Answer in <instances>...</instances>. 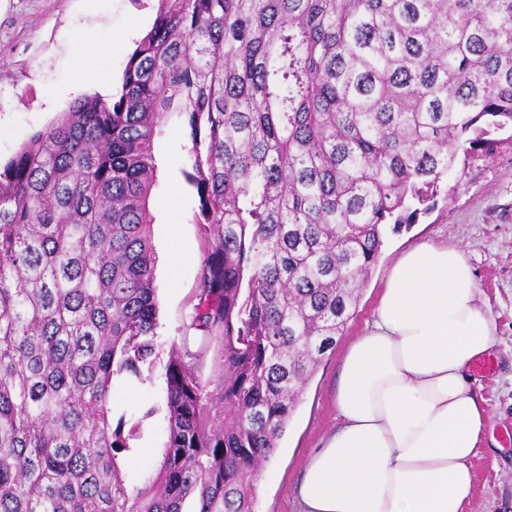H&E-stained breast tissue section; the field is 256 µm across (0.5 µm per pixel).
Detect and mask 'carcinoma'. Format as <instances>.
I'll use <instances>...</instances> for the list:
<instances>
[{
    "label": "carcinoma",
    "instance_id": "carcinoma-1",
    "mask_svg": "<svg viewBox=\"0 0 512 512\" xmlns=\"http://www.w3.org/2000/svg\"><path fill=\"white\" fill-rule=\"evenodd\" d=\"M179 112L206 242L164 367L167 441L126 483L150 378L149 199ZM512 127V0H159L121 88L76 99L0 163V512H253L302 390L458 152Z\"/></svg>",
    "mask_w": 512,
    "mask_h": 512
}]
</instances>
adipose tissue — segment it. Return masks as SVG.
<instances>
[{"label": "adipose tissue", "instance_id": "ef3b65f1", "mask_svg": "<svg viewBox=\"0 0 512 512\" xmlns=\"http://www.w3.org/2000/svg\"><path fill=\"white\" fill-rule=\"evenodd\" d=\"M495 343L463 250H405L343 356L338 425L295 487L298 512H464L487 422L469 373Z\"/></svg>", "mask_w": 512, "mask_h": 512}]
</instances>
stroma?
<instances>
[{
  "label": "stroma",
  "instance_id": "35a3bbf8",
  "mask_svg": "<svg viewBox=\"0 0 512 512\" xmlns=\"http://www.w3.org/2000/svg\"><path fill=\"white\" fill-rule=\"evenodd\" d=\"M158 0H9L0 14V159L28 136L57 121L77 97L94 93L76 84L79 70L102 65L121 78L128 55L151 27ZM95 36V54L73 48L72 34ZM491 154L458 157L440 187L437 207L397 233H386L353 317L306 383L274 456L255 484L254 512H296L294 487L309 455L338 422L337 379L343 354L364 329L378 303L385 276L408 247L425 241L462 246L475 271L479 297L495 323L492 369L472 374V387L488 412L495 444L473 461V499L466 512H512V130L496 133ZM191 147L179 113L162 116L154 139L157 171L149 201L155 255L159 328L164 348L199 351L200 334L189 327L197 273L206 250L194 215L198 199L186 181ZM164 383L116 382L113 402L127 423H139L126 463L130 484H140L166 442Z\"/></svg>",
  "mask_w": 512,
  "mask_h": 512
}]
</instances>
